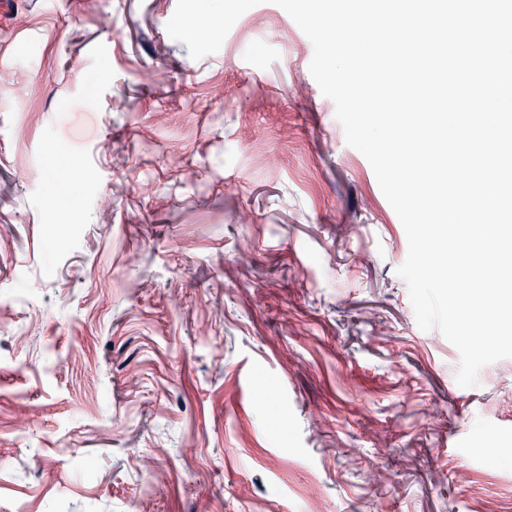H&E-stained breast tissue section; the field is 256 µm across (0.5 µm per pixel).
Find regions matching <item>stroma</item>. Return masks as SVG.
<instances>
[{"instance_id": "stroma-1", "label": "stroma", "mask_w": 512, "mask_h": 512, "mask_svg": "<svg viewBox=\"0 0 512 512\" xmlns=\"http://www.w3.org/2000/svg\"><path fill=\"white\" fill-rule=\"evenodd\" d=\"M176 4L0 0V512H512V358L418 327L311 41Z\"/></svg>"}]
</instances>
